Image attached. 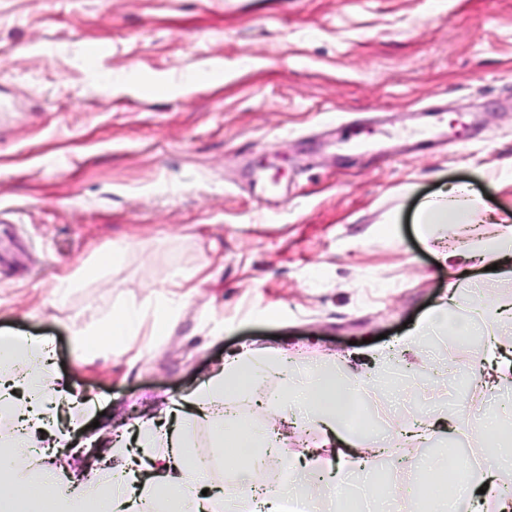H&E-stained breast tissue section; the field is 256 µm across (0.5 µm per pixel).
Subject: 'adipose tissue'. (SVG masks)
Masks as SVG:
<instances>
[{
	"mask_svg": "<svg viewBox=\"0 0 512 512\" xmlns=\"http://www.w3.org/2000/svg\"><path fill=\"white\" fill-rule=\"evenodd\" d=\"M480 204L465 187H443L422 203L419 219L445 227L460 223ZM498 224L496 234L477 242L469 253L442 250L439 260L456 270L477 262L490 281L512 275V266L506 262L512 256V219L499 218ZM470 300L474 313L468 316L459 311L457 292H450L404 335L401 354L420 355L423 337L431 334L457 341L482 332L493 335L500 306L480 291L471 292ZM140 323L139 310L124 309L94 329L77 331L73 338L76 363L87 362L101 347L129 340ZM46 348L43 340L0 336V370L22 368L16 385L30 394L25 406L0 397V512H230L227 495L209 491L207 472L193 468L185 430L166 431L153 418L138 425L137 452L115 447L111 437L101 438L98 478L90 484L72 481L66 465L32 455V447L44 437L60 443L70 438L69 431L58 423L61 406L48 394L49 388L60 382V374L25 366L32 354ZM277 357V352L265 347H244L185 397V405L205 418L210 407L231 405L257 381L281 375L284 395L299 410L298 422L317 426L321 433L316 462L332 478L327 488L336 512H359L361 501L375 499L377 491L366 481L361 496L351 495V478L355 472L373 469L382 450L357 426L354 413L362 408L366 392L388 385L389 355L375 353L376 370L371 374L351 364L338 372L321 367L282 370ZM487 387L501 396L496 411L485 416L478 430L479 435L501 443L487 491L493 496L496 512H512V362L497 363ZM212 437L219 456L228 447L263 448L269 442L266 430L239 416L213 423Z\"/></svg>",
	"mask_w": 512,
	"mask_h": 512,
	"instance_id": "ef3b65f1",
	"label": "adipose tissue"
}]
</instances>
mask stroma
Listing matches in <instances>:
<instances>
[{"label": "stroma", "mask_w": 512, "mask_h": 512, "mask_svg": "<svg viewBox=\"0 0 512 512\" xmlns=\"http://www.w3.org/2000/svg\"><path fill=\"white\" fill-rule=\"evenodd\" d=\"M449 183L512 215V0H0V334L45 339L96 398L76 439L180 401L251 342L295 368L371 369L447 292L417 206ZM174 269L191 279L173 330L75 363L76 327L148 307ZM425 342L394 364L395 397L367 401L369 438L491 412L471 379L485 345ZM278 387L259 381L237 413L270 426ZM223 417L187 442L233 496V451L211 445ZM312 439L264 454L256 484L283 486ZM492 448L451 430L377 469L424 481L423 459Z\"/></svg>", "instance_id": "1"}]
</instances>
